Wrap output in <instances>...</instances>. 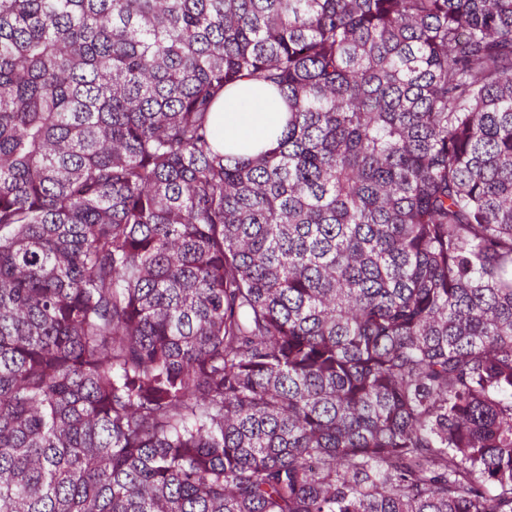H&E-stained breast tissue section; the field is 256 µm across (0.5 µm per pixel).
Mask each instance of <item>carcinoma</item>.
<instances>
[{
  "mask_svg": "<svg viewBox=\"0 0 512 512\" xmlns=\"http://www.w3.org/2000/svg\"><path fill=\"white\" fill-rule=\"evenodd\" d=\"M0 512H512V0H0ZM284 104L259 83L245 81L225 93L213 111L218 146H234L233 154L270 147L285 125Z\"/></svg>",
  "mask_w": 512,
  "mask_h": 512,
  "instance_id": "carcinoma-1",
  "label": "carcinoma"
}]
</instances>
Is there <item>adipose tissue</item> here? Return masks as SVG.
<instances>
[{
    "label": "adipose tissue",
    "mask_w": 512,
    "mask_h": 512,
    "mask_svg": "<svg viewBox=\"0 0 512 512\" xmlns=\"http://www.w3.org/2000/svg\"><path fill=\"white\" fill-rule=\"evenodd\" d=\"M286 118L284 104L254 81L242 82L225 93L213 111L220 143L243 154L270 147Z\"/></svg>",
    "instance_id": "1"
}]
</instances>
